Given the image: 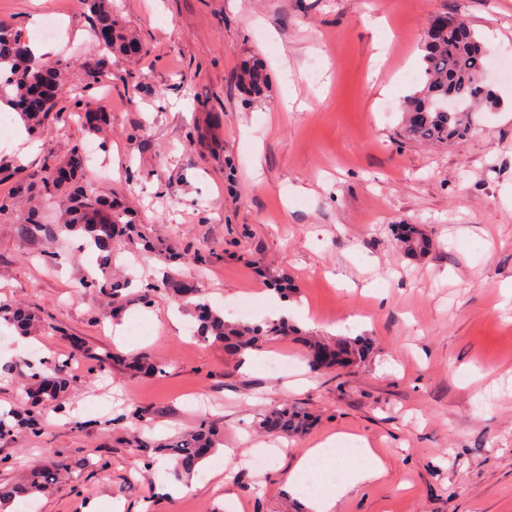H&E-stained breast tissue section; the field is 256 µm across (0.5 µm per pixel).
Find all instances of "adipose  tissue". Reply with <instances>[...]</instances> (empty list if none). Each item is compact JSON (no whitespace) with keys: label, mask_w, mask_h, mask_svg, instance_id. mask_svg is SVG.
Returning <instances> with one entry per match:
<instances>
[{"label":"adipose tissue","mask_w":512,"mask_h":512,"mask_svg":"<svg viewBox=\"0 0 512 512\" xmlns=\"http://www.w3.org/2000/svg\"><path fill=\"white\" fill-rule=\"evenodd\" d=\"M335 443V438L331 437L303 451L287 479V489L298 492L303 488L305 474L312 471L334 473L336 483L333 493L327 497H315L311 500L316 512H332L336 503L350 487L359 483L377 481L386 472L384 462L370 448L367 440L363 439L359 442V450L366 460L365 465L362 466L351 465L348 456L342 449L336 448Z\"/></svg>","instance_id":"1"}]
</instances>
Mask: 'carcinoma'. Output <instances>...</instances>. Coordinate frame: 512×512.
Instances as JSON below:
<instances>
[{
	"label": "carcinoma",
	"instance_id": "carcinoma-1",
	"mask_svg": "<svg viewBox=\"0 0 512 512\" xmlns=\"http://www.w3.org/2000/svg\"><path fill=\"white\" fill-rule=\"evenodd\" d=\"M91 8L100 51L106 54H128L138 49V35L115 25L105 8L104 0H91ZM484 58L482 42L463 20L446 16L432 26V33L424 42L422 88L409 96L404 104V132L408 138L424 143L446 144L463 138L471 131L473 113L479 111L482 105L494 103L493 94L483 79ZM39 71L40 66L32 58L28 45L22 42L21 32L0 25V103L19 113L32 134L46 138L50 134L49 122L56 107L54 95L46 97L44 107L39 112H26L20 107L21 98ZM450 98L456 103L455 112L445 108ZM84 165L82 152L74 149L65 168L69 176L63 180L62 168L55 166L52 160H46L39 191L47 198L54 197L77 177ZM63 227L68 231H80L91 238V242L101 252L100 261L104 270L111 263L112 241L117 237L126 238L132 245L142 246L146 252L152 251L149 238L138 225L127 219L126 212L111 200L98 195L90 185L66 200ZM403 244L407 253L414 254L421 251V246L430 245V241L423 230L417 227L414 229V237L403 241ZM83 287L94 288L102 293L108 303L112 304L114 316L131 302L147 304L154 294L163 292L193 309L198 320L196 336L199 340L228 342L239 350L252 348L264 340L284 336L290 331L288 321L283 318L268 320L262 325L226 321L224 316L202 302L201 290L179 278H169L142 288L133 296L123 294L129 283L114 281L107 276L92 278ZM0 318L16 323L25 332L35 330L30 316L9 303L0 302ZM309 347L318 356L324 369H331L342 361L361 358L369 350L366 344L358 345L347 340L334 349L318 340L310 341ZM26 378L30 405L22 413L8 412L0 415V437L10 436L19 430L38 434L42 413L56 406L69 383L64 365L44 370L32 368ZM309 424L310 417L305 413L296 409H282L267 415L259 423V428L265 432L295 434ZM217 445L216 431L204 419L194 431L174 438L161 445L160 449L178 461L175 476L181 478L204 462ZM68 470L70 465L63 459L32 470L9 489L0 492V512H4L6 503L28 501L38 494L49 492L68 474Z\"/></svg>",
	"mask_w": 512,
	"mask_h": 512
}]
</instances>
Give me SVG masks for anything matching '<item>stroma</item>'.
<instances>
[{"label":"stroma","instance_id":"stroma-1","mask_svg":"<svg viewBox=\"0 0 512 512\" xmlns=\"http://www.w3.org/2000/svg\"><path fill=\"white\" fill-rule=\"evenodd\" d=\"M139 33L138 55L113 56L106 85L89 71L101 53L83 0H47L64 31L50 41L66 68L56 134L0 143V301L29 309L32 345L66 363L71 380L38 436L0 438V487L54 456L72 478L36 498L37 512H311L285 482L300 451L346 434L366 438L383 479L353 489L335 512H512V82L496 80L512 53V0H107ZM444 16L465 20L486 48L487 86L468 136L421 144L402 131L403 100L421 87L423 43ZM256 66L261 93L239 81ZM112 115L108 140L83 110ZM97 155L83 180L117 197L158 248L144 260L114 242L117 273L136 281L180 276L226 320L270 317L272 283L288 277L299 335L262 342L255 366L223 343L189 335L196 319L170 296L102 317L99 271L80 235L26 233L29 208L62 221L64 195L44 199V154ZM401 224L430 240L420 257L396 239ZM212 252L196 268L180 256ZM14 325L0 323V410H23L24 358ZM325 344L367 338L368 356L312 369L306 335ZM160 364L130 372L121 357ZM109 364H101V357ZM314 416L304 433L258 428L273 408ZM207 416L224 446L175 480L157 454L127 445L193 429ZM278 446L264 469L258 448Z\"/></svg>","mask_w":512,"mask_h":512}]
</instances>
